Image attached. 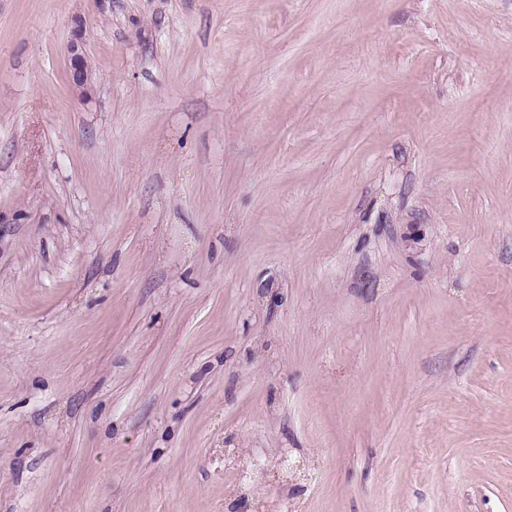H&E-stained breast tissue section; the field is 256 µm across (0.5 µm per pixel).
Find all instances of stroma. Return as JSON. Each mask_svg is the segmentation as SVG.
<instances>
[{
    "label": "stroma",
    "instance_id": "obj_1",
    "mask_svg": "<svg viewBox=\"0 0 512 512\" xmlns=\"http://www.w3.org/2000/svg\"><path fill=\"white\" fill-rule=\"evenodd\" d=\"M260 501L512 512V0H0V512ZM85 29L81 19L75 20L69 43L70 79L82 97L91 96L93 90V68L84 51Z\"/></svg>",
    "mask_w": 512,
    "mask_h": 512
}]
</instances>
